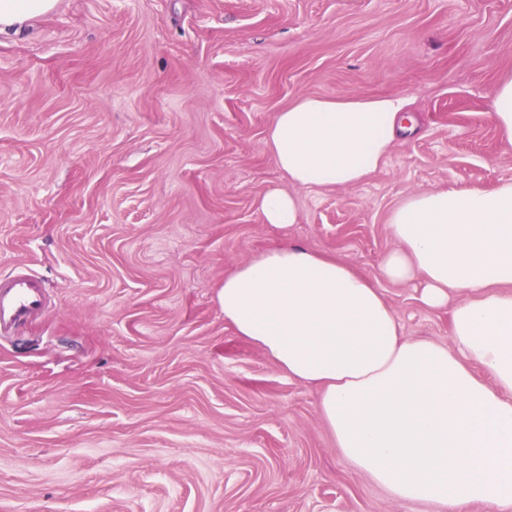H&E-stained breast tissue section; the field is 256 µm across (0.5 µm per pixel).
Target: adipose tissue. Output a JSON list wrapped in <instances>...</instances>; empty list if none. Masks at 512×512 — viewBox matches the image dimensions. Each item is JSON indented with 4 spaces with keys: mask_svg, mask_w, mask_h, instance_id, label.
Instances as JSON below:
<instances>
[{
    "mask_svg": "<svg viewBox=\"0 0 512 512\" xmlns=\"http://www.w3.org/2000/svg\"><path fill=\"white\" fill-rule=\"evenodd\" d=\"M57 0H0V33ZM401 97L298 96L266 146L294 185L354 187L413 128ZM264 223H298L279 188ZM381 279L418 281L449 311L448 340L404 336L376 281L338 257L283 241L225 276L224 318L289 377L317 386L337 454L398 502L439 512H512V181L422 190L390 214ZM379 278V279H380Z\"/></svg>",
    "mask_w": 512,
    "mask_h": 512,
    "instance_id": "ef3b65f1",
    "label": "adipose tissue"
}]
</instances>
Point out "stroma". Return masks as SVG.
Wrapping results in <instances>:
<instances>
[{"instance_id":"1","label":"stroma","mask_w":512,"mask_h":512,"mask_svg":"<svg viewBox=\"0 0 512 512\" xmlns=\"http://www.w3.org/2000/svg\"><path fill=\"white\" fill-rule=\"evenodd\" d=\"M508 78L512 0H57L0 34V273L49 299L0 335V512H421L337 455L220 293L288 238L376 278L410 194L512 181ZM302 94L399 96L417 126L359 186H292L264 139ZM271 186L299 224L263 223ZM377 286L447 341V310ZM491 118L501 134L512 142V80L495 88Z\"/></svg>"}]
</instances>
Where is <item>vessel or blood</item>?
Masks as SVG:
<instances>
[{
    "mask_svg": "<svg viewBox=\"0 0 512 512\" xmlns=\"http://www.w3.org/2000/svg\"><path fill=\"white\" fill-rule=\"evenodd\" d=\"M47 304L41 281L27 274L0 275V333L26 324Z\"/></svg>",
    "mask_w": 512,
    "mask_h": 512,
    "instance_id": "vessel-or-blood-1",
    "label": "vessel or blood"
}]
</instances>
